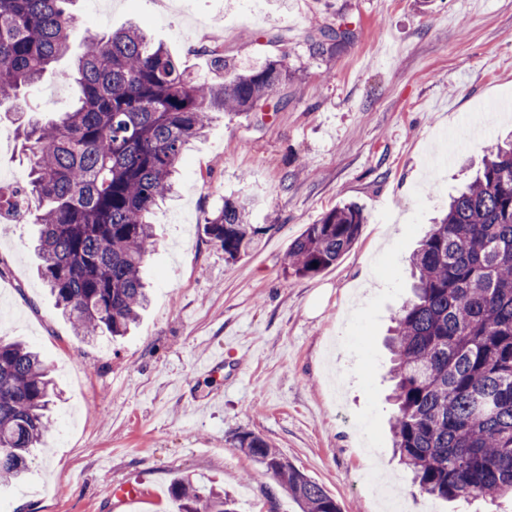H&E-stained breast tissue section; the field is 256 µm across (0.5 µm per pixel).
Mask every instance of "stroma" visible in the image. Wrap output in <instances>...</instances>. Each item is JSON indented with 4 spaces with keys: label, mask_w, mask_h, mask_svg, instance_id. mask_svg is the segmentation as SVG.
Segmentation results:
<instances>
[{
    "label": "stroma",
    "mask_w": 512,
    "mask_h": 512,
    "mask_svg": "<svg viewBox=\"0 0 512 512\" xmlns=\"http://www.w3.org/2000/svg\"><path fill=\"white\" fill-rule=\"evenodd\" d=\"M79 28L140 26L197 79L285 57L295 74L265 111L213 112L151 222L150 302L122 338L80 340L36 274L35 225L0 223V338L36 347L67 422L0 484L10 512H176L171 486L231 491L240 512H299L236 437L262 436L341 512H395L358 484L378 472L396 512H512L420 492L392 448L385 339L410 292V256L448 200L512 136V0H78ZM344 18L354 41L315 49ZM0 166L25 174L13 104ZM268 231L237 262L203 232L225 198ZM366 217L357 243L313 277L289 244L330 208ZM223 354L217 372L203 362ZM143 480L141 500L110 489Z\"/></svg>",
    "instance_id": "obj_1"
}]
</instances>
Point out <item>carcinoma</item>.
Returning a JSON list of instances; mask_svg holds the SVG:
<instances>
[{
	"label": "carcinoma",
	"mask_w": 512,
	"mask_h": 512,
	"mask_svg": "<svg viewBox=\"0 0 512 512\" xmlns=\"http://www.w3.org/2000/svg\"><path fill=\"white\" fill-rule=\"evenodd\" d=\"M74 2L0 0V105L48 76L78 88L70 110L22 129L29 169L21 186L0 193V215L39 226L38 270L75 334L116 337L147 302L145 261L154 239L148 215L170 193L209 112H260L293 73L279 57L221 83L197 80L133 25L85 32V52L61 70L77 31ZM317 35L322 48L353 41L355 31L338 21ZM363 224L355 204L329 210L290 244L287 268L312 276L330 267ZM272 229L250 223L245 203L230 197L203 224L232 262ZM411 264L412 297L389 338L399 458L429 496H512V139L492 149L450 200ZM54 389L38 352L0 339L1 481L23 476L33 449L45 447L55 425ZM237 445L300 512H341L263 437L244 432ZM172 495L179 512H239L229 493L189 482Z\"/></svg>",
	"instance_id": "1"
}]
</instances>
